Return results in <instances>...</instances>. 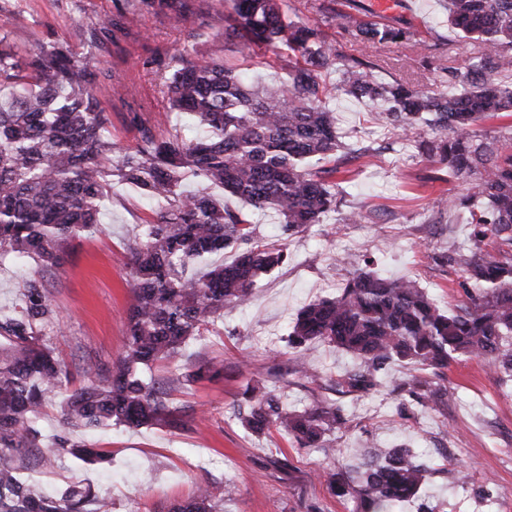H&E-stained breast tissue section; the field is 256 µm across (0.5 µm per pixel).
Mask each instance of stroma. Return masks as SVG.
<instances>
[{
	"label": "stroma",
	"instance_id": "1",
	"mask_svg": "<svg viewBox=\"0 0 512 512\" xmlns=\"http://www.w3.org/2000/svg\"><path fill=\"white\" fill-rule=\"evenodd\" d=\"M319 2L287 0L286 14L297 22L320 23L344 53L378 63L383 81L436 91L442 68L465 71L474 57V41L448 23L446 0H406L392 18L416 31V43L371 48L320 13ZM116 11L115 0H0V37L22 59L55 41L94 54L103 68L136 87V100L150 106L157 134H203L197 121L168 111L157 63L181 47L193 57L207 56L213 39L224 32L227 0H195L185 19L138 12L130 37L114 47L94 45L92 21ZM97 95L111 114L113 141L134 145L139 132L128 105L103 86ZM328 105L344 142L373 148L377 155L336 174L335 212L290 238L283 237L274 212L258 213L225 196V205L255 222L263 242L286 244L289 259L259 280L247 307L227 312L176 363L155 365L156 382L188 415L189 426L72 433V440L106 450L108 463L91 466L52 452L48 463L22 473L35 491L59 493L80 485L91 488L109 512H169L199 483L214 481L227 489L220 512H356L354 500L334 495L324 476L356 465L355 449L378 443L412 448L431 468L418 497L398 512H512V382L487 361L452 363L440 381L448 402L434 409L397 390V383L412 376L400 364L392 365L374 390L337 392V381L359 361L325 343L309 348L312 377L295 371L288 333L298 311L314 299L335 296L357 268L413 280L443 310L465 297L460 272L441 258L468 246L470 227L449 223L437 206L463 194L465 182L428 161L416 143L381 126L367 101L337 91ZM157 210L137 188L110 181L102 230L74 240L65 264L44 272L51 303L61 315V329L49 339L68 369L77 370L88 357L106 365L123 353L126 312L133 301L124 244L155 220ZM353 210L362 213L361 223H345ZM31 273L24 263L0 262L1 318L18 313ZM208 362L223 365V374L195 380L198 367ZM257 382L275 389L291 411L316 401L339 405L343 421L327 435L335 454L298 447L275 431L258 436L243 428L232 405L247 384Z\"/></svg>",
	"mask_w": 512,
	"mask_h": 512
}]
</instances>
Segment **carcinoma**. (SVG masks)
Instances as JSON below:
<instances>
[{
	"label": "carcinoma",
	"mask_w": 512,
	"mask_h": 512,
	"mask_svg": "<svg viewBox=\"0 0 512 512\" xmlns=\"http://www.w3.org/2000/svg\"><path fill=\"white\" fill-rule=\"evenodd\" d=\"M139 9L186 17L194 0H137ZM224 36L212 41L209 59L184 50L170 56L163 73L170 109L197 118L205 134L158 136L130 108L140 137L120 147L107 136L110 118L96 87L110 82L112 96L126 100L129 87L103 71L93 55L65 43L38 48L26 61L0 48V260H31L36 272L25 285L20 314L0 318V512H109L88 488L61 494L36 493L23 480L25 463L47 456L35 420L45 404L66 392L60 406L65 431L90 433L104 427L190 423L171 406L166 391L146 378L158 361L175 362L184 346L224 319V311L251 301L257 279L288 264L284 244L259 240L255 225L208 192L218 188L258 211H272L286 237L302 234L336 209V183L346 160L336 118L327 105L336 89L366 97L377 119L417 143L429 161L466 179V194L449 210H464L470 245L446 260L463 273L466 300L440 310L416 282L387 279L360 270L332 298L304 306L288 334L301 355L327 342L360 360L339 386L367 392L390 365L445 373L451 362L481 358L512 379V125L498 136L477 129L491 118H512V0H447L448 23L481 46L464 73L445 71V93L416 90L404 82H380L378 64L345 54L322 26L287 19L285 0H229ZM342 28L367 46L410 44L414 32L393 22L370 21L357 0L338 10L323 0ZM135 17L92 24L91 39L117 44ZM241 49L288 52L287 78L252 86L224 59L226 44ZM436 134L426 138L427 132ZM325 160L328 169L311 161ZM131 184L163 203L155 221L126 242L134 296L127 311L125 351L104 366L88 358L83 382L71 387L68 371L43 333L59 325L40 272L63 265L71 242L102 229L101 203L107 177ZM190 177L206 184L184 191ZM229 263L204 265L224 251ZM425 407L446 402L429 383L411 391ZM233 414L248 430L286 433L302 448L323 447L341 420L334 404L314 403L288 411L258 383L247 386ZM56 448L90 465L107 461L102 448L54 438ZM428 474L409 448H362L358 464L327 474L330 490L359 502L362 512H395L415 498ZM224 486L209 482L171 506L169 512H216Z\"/></svg>",
	"instance_id": "1"
}]
</instances>
